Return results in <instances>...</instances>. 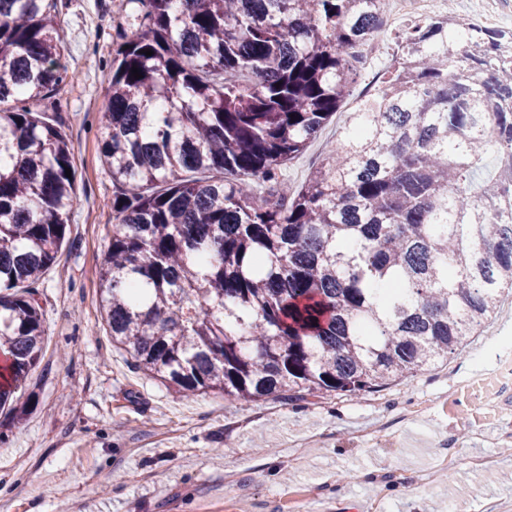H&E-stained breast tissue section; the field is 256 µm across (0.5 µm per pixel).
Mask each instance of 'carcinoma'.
Instances as JSON below:
<instances>
[{"mask_svg":"<svg viewBox=\"0 0 512 512\" xmlns=\"http://www.w3.org/2000/svg\"><path fill=\"white\" fill-rule=\"evenodd\" d=\"M127 2L99 294L136 369L228 402L358 397L456 354L512 295V31L451 13L399 28L289 193L281 169L353 95L381 0ZM55 16L0 0V409L41 359L34 288L77 203L67 135L32 109L66 80Z\"/></svg>","mask_w":512,"mask_h":512,"instance_id":"1","label":"carcinoma"}]
</instances>
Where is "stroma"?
Here are the masks:
<instances>
[{"instance_id":"obj_1","label":"stroma","mask_w":512,"mask_h":512,"mask_svg":"<svg viewBox=\"0 0 512 512\" xmlns=\"http://www.w3.org/2000/svg\"><path fill=\"white\" fill-rule=\"evenodd\" d=\"M67 79L53 101L78 203L37 288L43 356L0 414V512H512V298L448 360L358 398L189 397L113 346L98 272L116 219L100 159L112 0H57ZM397 11L353 97L282 171L300 186L390 64Z\"/></svg>"}]
</instances>
